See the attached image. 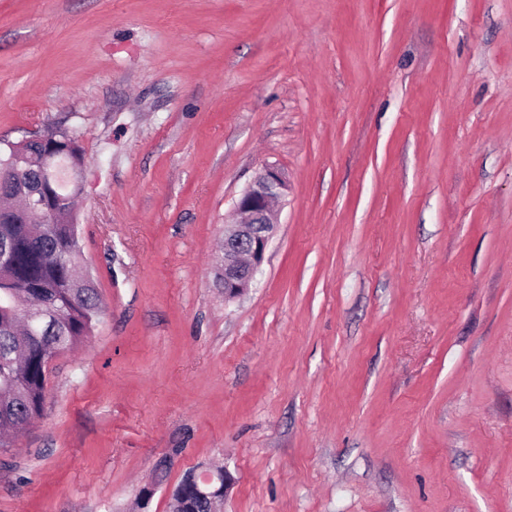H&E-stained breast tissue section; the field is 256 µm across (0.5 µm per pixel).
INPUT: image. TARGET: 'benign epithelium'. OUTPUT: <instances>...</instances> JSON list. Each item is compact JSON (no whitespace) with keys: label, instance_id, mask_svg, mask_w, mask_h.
<instances>
[{"label":"benign epithelium","instance_id":"1","mask_svg":"<svg viewBox=\"0 0 512 512\" xmlns=\"http://www.w3.org/2000/svg\"><path fill=\"white\" fill-rule=\"evenodd\" d=\"M288 185L282 173L265 166L243 191L235 204L241 219L224 225L223 255L220 260L219 280L224 288V299H235L254 284L256 274L274 235L276 226L274 203L285 196ZM26 213L38 215L47 221L56 218V211L47 208L46 200L31 195L26 200ZM232 485L227 469L206 470L186 476L183 484L171 493V501H180V512H192L186 494L197 491L211 507L225 498Z\"/></svg>","mask_w":512,"mask_h":512}]
</instances>
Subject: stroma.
<instances>
[{
    "mask_svg": "<svg viewBox=\"0 0 512 512\" xmlns=\"http://www.w3.org/2000/svg\"><path fill=\"white\" fill-rule=\"evenodd\" d=\"M49 127L102 314L0 512H170L221 466V512H512V0H0V141ZM287 190L282 173L265 166L236 201L241 219L225 224L220 260L219 280L225 301L243 295L254 284L277 224L274 203ZM200 482L207 486L205 491L201 490ZM231 485L232 478L226 467L220 470L208 469L199 474V477L196 473H190L186 476L183 484L172 491L171 501L174 503L176 500L180 501L181 508L178 512H194L190 507V501L185 496L190 490H194L204 496L211 506V511H209L208 501L197 498L196 506L198 512H215L216 503L226 497Z\"/></svg>",
    "mask_w": 512,
    "mask_h": 512,
    "instance_id": "1",
    "label": "stroma"
}]
</instances>
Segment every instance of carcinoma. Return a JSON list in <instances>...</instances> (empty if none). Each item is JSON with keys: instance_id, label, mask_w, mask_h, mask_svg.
I'll use <instances>...</instances> for the list:
<instances>
[{"instance_id": "cac0c4a2", "label": "carcinoma", "mask_w": 512, "mask_h": 512, "mask_svg": "<svg viewBox=\"0 0 512 512\" xmlns=\"http://www.w3.org/2000/svg\"><path fill=\"white\" fill-rule=\"evenodd\" d=\"M46 144L0 147V432H17L41 416L47 347L69 349L91 334L102 307L93 281L74 286L81 256L78 225L37 222L22 199L46 189L53 204L73 208L84 160L79 136L48 128ZM56 313L41 335L26 314Z\"/></svg>"}]
</instances>
